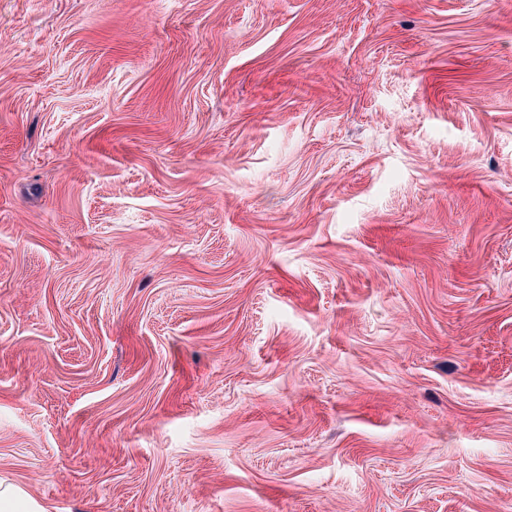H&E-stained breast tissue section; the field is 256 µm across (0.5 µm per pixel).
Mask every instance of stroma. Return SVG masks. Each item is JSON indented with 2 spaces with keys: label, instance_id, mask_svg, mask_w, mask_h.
I'll list each match as a JSON object with an SVG mask.
<instances>
[{
  "label": "stroma",
  "instance_id": "stroma-1",
  "mask_svg": "<svg viewBox=\"0 0 512 512\" xmlns=\"http://www.w3.org/2000/svg\"><path fill=\"white\" fill-rule=\"evenodd\" d=\"M0 478L512 512V0H0Z\"/></svg>",
  "mask_w": 512,
  "mask_h": 512
}]
</instances>
